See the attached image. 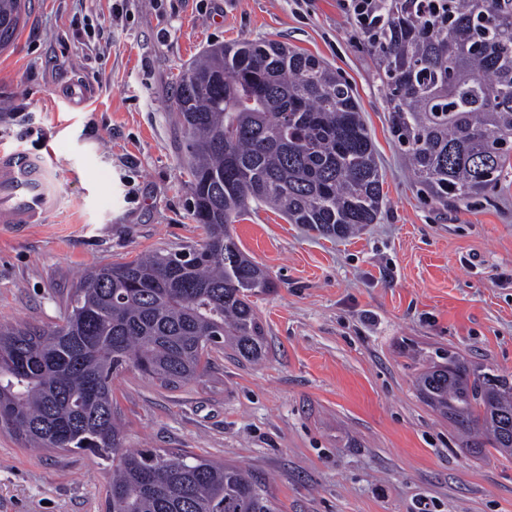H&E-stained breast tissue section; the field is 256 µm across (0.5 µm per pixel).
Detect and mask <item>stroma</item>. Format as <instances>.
Instances as JSON below:
<instances>
[{
    "label": "stroma",
    "instance_id": "stroma-1",
    "mask_svg": "<svg viewBox=\"0 0 512 512\" xmlns=\"http://www.w3.org/2000/svg\"><path fill=\"white\" fill-rule=\"evenodd\" d=\"M282 41L352 86L383 172L374 224L328 239L278 212L231 224L273 286L263 361L217 358L170 388L112 382L129 449L247 468L280 512H512V456L468 454L415 385L455 351L512 375V173L441 204L407 168L376 55L340 0H28L0 49V147L50 152L61 203L0 229V322L50 327L87 271L202 242L176 78L209 45ZM87 97L68 104L73 84ZM112 464L0 431V512H106Z\"/></svg>",
    "mask_w": 512,
    "mask_h": 512
}]
</instances>
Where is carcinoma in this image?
<instances>
[{"label": "carcinoma", "instance_id": "cac0c4a2", "mask_svg": "<svg viewBox=\"0 0 512 512\" xmlns=\"http://www.w3.org/2000/svg\"><path fill=\"white\" fill-rule=\"evenodd\" d=\"M25 0H0V47ZM367 40L390 86L388 120L414 175L446 203L512 168V0H373ZM184 165L202 244L83 275L61 323H0V430L25 447L112 459L106 512H278L240 466L126 450L112 379L126 366L164 386L200 376L212 352L254 363L265 336L251 297L273 287L229 225L251 206L343 239L383 203L376 148L353 88L284 43L215 45L176 81ZM417 389L464 450L512 454V381L450 351Z\"/></svg>", "mask_w": 512, "mask_h": 512}]
</instances>
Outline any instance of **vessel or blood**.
Here are the masks:
<instances>
[{"instance_id":"obj_1","label":"vessel or blood","mask_w":512,"mask_h":512,"mask_svg":"<svg viewBox=\"0 0 512 512\" xmlns=\"http://www.w3.org/2000/svg\"><path fill=\"white\" fill-rule=\"evenodd\" d=\"M60 197L50 161L19 149L0 150V224H44Z\"/></svg>"}]
</instances>
